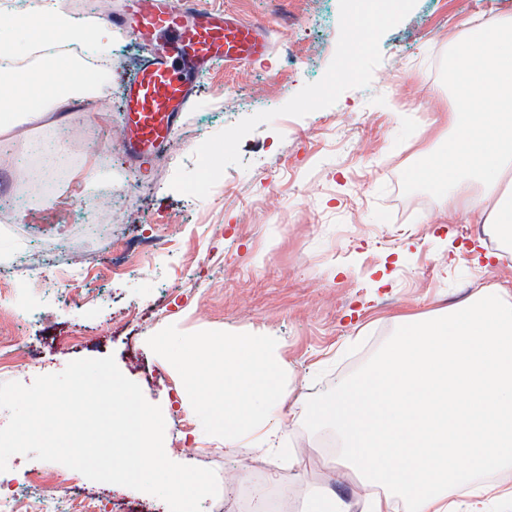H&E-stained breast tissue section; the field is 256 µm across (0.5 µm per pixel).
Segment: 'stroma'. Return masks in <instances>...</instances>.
Listing matches in <instances>:
<instances>
[{"label": "stroma", "mask_w": 512, "mask_h": 512, "mask_svg": "<svg viewBox=\"0 0 512 512\" xmlns=\"http://www.w3.org/2000/svg\"><path fill=\"white\" fill-rule=\"evenodd\" d=\"M266 25L272 50L256 63L216 68L165 156L130 164L120 146L123 80L145 46L112 31L111 87L87 100L97 152L86 172L56 182L52 198L12 199L24 146L45 126L22 123L0 150V330L30 337L38 362L0 383L31 384L74 360L113 356L146 400L161 408L165 452L213 469L219 494L202 512H222L257 481L301 512L306 494L332 492L360 512L365 494L353 472L328 462L327 431L310 408L368 366L398 333V314H427L479 288L512 287V255L479 225L441 223L444 198L412 180L425 153L448 142L454 106L447 82L433 79L469 27L512 16V0H408L396 18L361 11L367 34L349 56L341 22L351 0H205ZM335 87H327L328 77ZM212 144L206 156L198 140ZM218 186L201 189L205 173ZM234 194H225V186ZM168 239L151 249L149 239ZM53 252L46 279L83 269L77 299L60 304L30 286L24 248ZM184 333L222 330L276 338L288 365L280 418L284 453L248 439L230 446L206 434L182 405L176 369L147 340L168 325ZM297 455L301 466L289 464ZM95 500V512H162L154 498L89 480L56 462L10 457L0 496L22 512L68 491Z\"/></svg>", "instance_id": "stroma-1"}]
</instances>
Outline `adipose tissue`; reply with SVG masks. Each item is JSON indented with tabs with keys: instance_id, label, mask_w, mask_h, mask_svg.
I'll return each instance as SVG.
<instances>
[{
	"instance_id": "ef3b65f1",
	"label": "adipose tissue",
	"mask_w": 512,
	"mask_h": 512,
	"mask_svg": "<svg viewBox=\"0 0 512 512\" xmlns=\"http://www.w3.org/2000/svg\"><path fill=\"white\" fill-rule=\"evenodd\" d=\"M57 13L48 29L8 23L0 43L28 55L48 38L83 31ZM455 106L444 149L427 154L415 174L448 198V217L484 224L512 247V19L482 26L451 59ZM41 71H62L56 85L15 82L7 107L17 122L62 123L51 102L61 93L91 96L95 82L77 62L45 55ZM401 329L365 372L340 385L311 413L338 440L333 462L366 488L362 512H472L490 501L512 503V289H479L445 311L400 316Z\"/></svg>"
}]
</instances>
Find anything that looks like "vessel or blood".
Listing matches in <instances>:
<instances>
[{"label": "vessel or blood", "mask_w": 512, "mask_h": 512, "mask_svg": "<svg viewBox=\"0 0 512 512\" xmlns=\"http://www.w3.org/2000/svg\"><path fill=\"white\" fill-rule=\"evenodd\" d=\"M104 19L150 49L124 87L122 143L130 160L161 154L197 95L196 82L216 64L236 67L268 56L266 28L207 8L202 0H132Z\"/></svg>", "instance_id": "b4317fda"}]
</instances>
